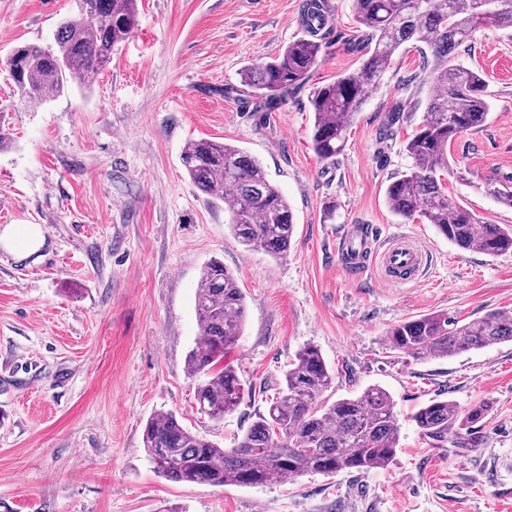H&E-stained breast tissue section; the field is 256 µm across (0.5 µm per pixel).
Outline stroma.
<instances>
[{
	"label": "stroma",
	"mask_w": 512,
	"mask_h": 512,
	"mask_svg": "<svg viewBox=\"0 0 512 512\" xmlns=\"http://www.w3.org/2000/svg\"><path fill=\"white\" fill-rule=\"evenodd\" d=\"M304 0H138L137 26L89 88L46 102L22 99L7 59L49 45L72 0H0V230L40 225L46 243L20 258L0 248V512H512V342L418 360L390 351L389 328L438 313L471 320L512 312V252L463 251L422 219L394 215L386 187L410 163L407 139L431 88L419 43H405L335 161L312 147L314 87L355 71L352 0H327L331 20L306 86L275 112L231 92L248 65L305 37ZM493 94L487 121L454 140L448 194L481 220L512 225V209L481 187L512 183V28L486 26L459 47ZM410 105L386 146L391 106ZM247 150L292 207L294 237L274 258L238 242L223 204L181 165L192 140ZM335 205L336 217L323 210ZM425 250L420 283L388 285L374 264L356 279L339 250L353 226ZM221 260L246 295L247 319L225 355L249 387L217 422L201 413L185 368L198 334L195 287ZM334 376V401L365 388L394 401L400 449L382 469L307 474L258 487L185 484L145 456L148 418L231 447L265 412L306 345ZM435 398L459 410L487 402L472 430L436 441L411 416Z\"/></svg>",
	"instance_id": "stroma-1"
}]
</instances>
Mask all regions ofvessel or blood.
<instances>
[{"mask_svg":"<svg viewBox=\"0 0 512 512\" xmlns=\"http://www.w3.org/2000/svg\"><path fill=\"white\" fill-rule=\"evenodd\" d=\"M381 247V264L385 282H396L398 276H408L415 281L423 275V252L414 240L400 237L379 244L378 233L373 228L354 229L347 233L342 242V251L349 256L347 270L350 276H359L364 269L368 252L373 247Z\"/></svg>","mask_w":512,"mask_h":512,"instance_id":"b4317fda","label":"vessel or blood"}]
</instances>
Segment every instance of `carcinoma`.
<instances>
[{
  "label": "carcinoma",
  "mask_w": 512,
  "mask_h": 512,
  "mask_svg": "<svg viewBox=\"0 0 512 512\" xmlns=\"http://www.w3.org/2000/svg\"><path fill=\"white\" fill-rule=\"evenodd\" d=\"M481 9L479 0H353V12L370 46L360 67L314 89L312 145L324 161L343 151L346 134L383 79L388 63L409 41L424 44L432 64L426 81L433 92L424 117L405 144L411 165L386 189L391 211L405 219L418 215L461 250L496 257L512 251V228L486 224L448 196L451 173L448 145L481 127L492 93L484 77L458 60L457 50L483 25L512 28V0ZM76 11L54 34V45L25 44L14 50L11 73L21 95L47 101L70 83L88 87L129 39L137 22V0H75ZM303 24L309 39L288 44L270 61L241 73V86L258 98L256 111L274 112L301 89L316 66L321 44L315 36L327 24L324 0H307ZM407 105L396 102L379 136H393ZM181 160L192 182L207 196L224 202L231 233L241 243L273 257L287 253L294 233L288 199L272 183L262 162L246 150L212 140H195ZM485 193L512 208V186L487 182ZM195 309L199 336L186 358L195 381L199 410L221 421L245 395L235 369L224 354L242 334L245 294L233 272L212 260L201 270ZM503 342H512V313L494 310L460 323L444 314H428L391 327L390 349L416 359L450 358ZM333 375L317 347L308 345L284 373L266 412L258 415L231 448H221L182 426L175 414L161 411L146 422L143 444L154 469L175 482L211 486L265 485L278 478L307 473L330 475L342 470L384 468L395 458L399 426L390 394L371 387L353 397L326 402L323 394ZM486 403L460 414L446 399L421 407L413 421L422 433L443 439L469 430L485 419Z\"/></svg>",
  "instance_id": "obj_1"
}]
</instances>
